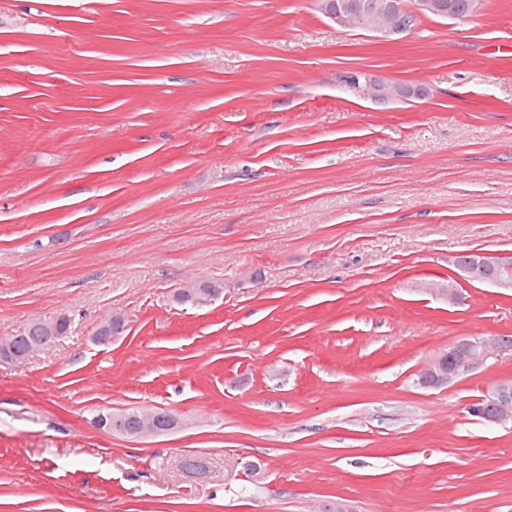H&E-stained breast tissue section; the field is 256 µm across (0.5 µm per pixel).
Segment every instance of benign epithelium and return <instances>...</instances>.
Here are the masks:
<instances>
[{
	"mask_svg": "<svg viewBox=\"0 0 512 512\" xmlns=\"http://www.w3.org/2000/svg\"><path fill=\"white\" fill-rule=\"evenodd\" d=\"M440 13L445 19H456L458 15L437 9L436 0H416L414 6L404 7L398 0H383L371 3L359 10L336 7V0H330L326 12L340 29L359 28L380 35L386 41H395L408 34L418 19L430 13ZM457 277L448 279L446 285H428L426 290L442 300L452 303L458 294L459 281L476 280L497 287L512 289V254L502 255L489 252H473L458 257L455 261ZM66 313L35 320L41 336H60ZM126 326V317L120 311H112L100 323L97 338L104 344L121 333ZM509 347L503 336H470L460 339L444 349L421 370V384L437 387L463 378L482 368L495 352ZM475 413L493 423L512 420V385L500 384L488 392ZM95 426L109 433L145 439L167 434L179 426V418L166 411L146 409L137 411L131 418L117 420L110 414L95 418Z\"/></svg>",
	"mask_w": 512,
	"mask_h": 512,
	"instance_id": "7a95c632",
	"label": "benign epithelium"
}]
</instances>
